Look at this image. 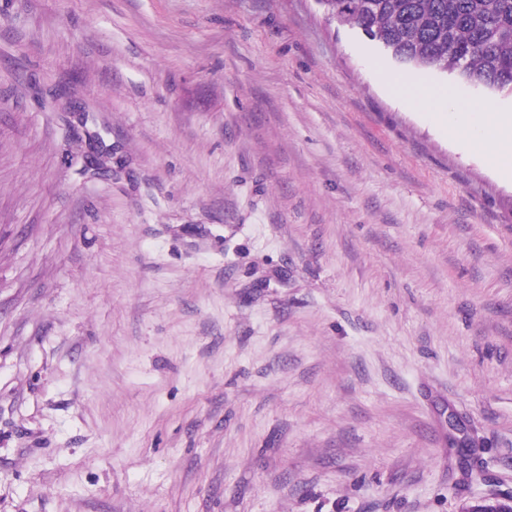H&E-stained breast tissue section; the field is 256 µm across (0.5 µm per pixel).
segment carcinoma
<instances>
[{
  "mask_svg": "<svg viewBox=\"0 0 512 512\" xmlns=\"http://www.w3.org/2000/svg\"><path fill=\"white\" fill-rule=\"evenodd\" d=\"M410 73L436 71L512 97V0H320Z\"/></svg>",
  "mask_w": 512,
  "mask_h": 512,
  "instance_id": "carcinoma-1",
  "label": "carcinoma"
}]
</instances>
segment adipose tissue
I'll return each instance as SVG.
<instances>
[{"mask_svg":"<svg viewBox=\"0 0 512 512\" xmlns=\"http://www.w3.org/2000/svg\"><path fill=\"white\" fill-rule=\"evenodd\" d=\"M398 96L412 100L432 112L451 108L458 113H477V139L500 171L512 173V121L488 112H476L474 105L458 99L447 87L422 86L404 80L396 88Z\"/></svg>","mask_w":512,"mask_h":512,"instance_id":"obj_1","label":"adipose tissue"}]
</instances>
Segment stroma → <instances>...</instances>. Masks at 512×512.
Listing matches in <instances>:
<instances>
[{"mask_svg": "<svg viewBox=\"0 0 512 512\" xmlns=\"http://www.w3.org/2000/svg\"><path fill=\"white\" fill-rule=\"evenodd\" d=\"M315 0H0V512L512 491V176ZM456 433H449V421Z\"/></svg>", "mask_w": 512, "mask_h": 512, "instance_id": "stroma-1", "label": "stroma"}]
</instances>
